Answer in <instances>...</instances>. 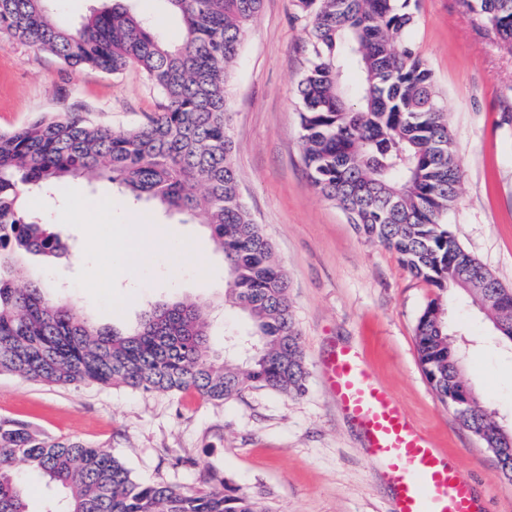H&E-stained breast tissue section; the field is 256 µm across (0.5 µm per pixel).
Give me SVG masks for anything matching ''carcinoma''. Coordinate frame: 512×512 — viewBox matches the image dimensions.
Here are the masks:
<instances>
[{
    "instance_id": "obj_1",
    "label": "carcinoma",
    "mask_w": 512,
    "mask_h": 512,
    "mask_svg": "<svg viewBox=\"0 0 512 512\" xmlns=\"http://www.w3.org/2000/svg\"><path fill=\"white\" fill-rule=\"evenodd\" d=\"M49 0H0V44L26 43L72 68L140 67L162 96L160 111L115 132L79 113L0 133V373L46 384L95 382L142 392L191 391L224 401L249 388L299 395L307 369L288 281L242 200L229 134L227 84L262 0H168L184 23L173 45L121 0L79 28L57 23ZM464 11L512 46V0H461ZM308 66L298 84L303 159L314 188L367 237L400 255L436 288L420 315V366L441 402L472 430L512 479L498 448L502 422L481 397L460 411L458 358L448 309L465 297L512 345V289L458 243L445 223L462 166L431 69L409 34L417 0H296ZM69 176L106 180L204 225L224 253L225 300L251 320L254 354L241 369L210 344L209 309L190 300L154 304L128 331L98 327L47 295L30 255L62 258L52 225L26 210L24 192ZM61 497L47 512H272L229 483L186 491L138 480L109 451L43 437L0 418V512H30L15 462Z\"/></svg>"
}]
</instances>
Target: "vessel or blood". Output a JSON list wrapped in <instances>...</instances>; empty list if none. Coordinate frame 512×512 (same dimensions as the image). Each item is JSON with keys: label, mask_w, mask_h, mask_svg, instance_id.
I'll return each instance as SVG.
<instances>
[{"label": "vessel or blood", "mask_w": 512, "mask_h": 512, "mask_svg": "<svg viewBox=\"0 0 512 512\" xmlns=\"http://www.w3.org/2000/svg\"><path fill=\"white\" fill-rule=\"evenodd\" d=\"M322 371L381 464L392 487L394 512H482L456 462L433 448L395 397L375 383L356 348L333 349Z\"/></svg>", "instance_id": "1"}]
</instances>
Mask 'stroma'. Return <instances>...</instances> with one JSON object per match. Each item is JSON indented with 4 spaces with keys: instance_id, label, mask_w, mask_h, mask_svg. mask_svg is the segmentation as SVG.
<instances>
[{
    "instance_id": "35a3bbf8",
    "label": "stroma",
    "mask_w": 512,
    "mask_h": 512,
    "mask_svg": "<svg viewBox=\"0 0 512 512\" xmlns=\"http://www.w3.org/2000/svg\"><path fill=\"white\" fill-rule=\"evenodd\" d=\"M127 6L158 21L167 41H180L183 22L166 0H127ZM304 38L293 0H263L228 85L241 194L288 280L308 372L302 395L256 388L216 402L187 392L46 385L2 374L0 418L28 422L50 439L110 449L141 480L193 490L202 473H212L265 498L274 512H393L380 467L321 372L334 347L354 346L435 448L459 463L486 512H512V481L436 397L418 361L415 326L434 288L411 274L395 251L361 234L307 176L296 95L307 66ZM412 39L433 72L462 164L448 228L512 289V51L463 12L459 0H420ZM161 102L137 67L116 74L72 69L22 43L0 45V132L65 112L125 131ZM107 201L113 223L153 230L141 262L145 288L133 299L99 279L134 247L93 233L98 207ZM31 209L55 227L70 254L54 261L33 256L30 265L97 325L124 330L151 304L190 299L216 318L215 350L248 330V318L224 305V256L204 226L133 201L106 181H68L55 199L32 196ZM175 237L192 250L173 257ZM449 317L454 343L464 351L465 379L499 420L512 423V349L467 303H455Z\"/></svg>"
}]
</instances>
